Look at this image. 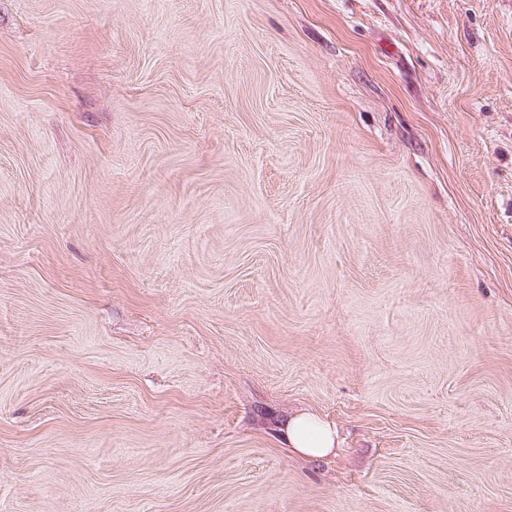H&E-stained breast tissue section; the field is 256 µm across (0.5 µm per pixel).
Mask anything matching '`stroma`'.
I'll use <instances>...</instances> for the list:
<instances>
[{"label":"stroma","mask_w":512,"mask_h":512,"mask_svg":"<svg viewBox=\"0 0 512 512\" xmlns=\"http://www.w3.org/2000/svg\"><path fill=\"white\" fill-rule=\"evenodd\" d=\"M0 512H512V0H0ZM288 446L307 458H323L339 444L336 427L313 412H299L281 425Z\"/></svg>","instance_id":"obj_1"}]
</instances>
